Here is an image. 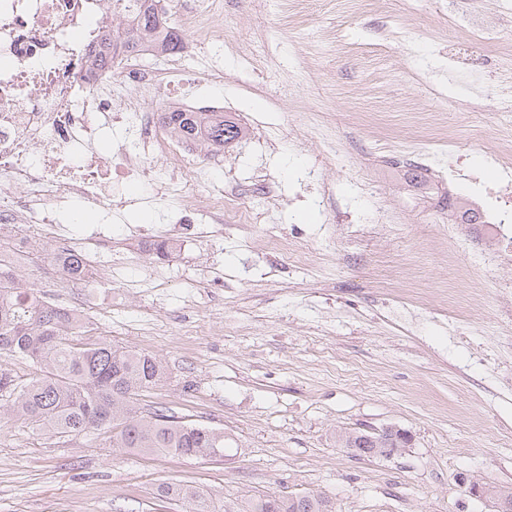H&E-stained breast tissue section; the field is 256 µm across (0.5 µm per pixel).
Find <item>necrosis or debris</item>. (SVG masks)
Instances as JSON below:
<instances>
[{"mask_svg": "<svg viewBox=\"0 0 512 512\" xmlns=\"http://www.w3.org/2000/svg\"><path fill=\"white\" fill-rule=\"evenodd\" d=\"M465 31L490 45L512 21V0L487 9L484 0H454ZM112 30L109 0H0V234L26 229L24 240L0 263L25 267L31 253L51 250L60 257L82 251L94 269L113 276L126 268L130 250L112 247V230L100 225L73 236L61 219L80 201L106 210H124L133 200L127 179L153 184L198 181L202 166L189 165L192 146L171 138L157 119L153 100L160 90L184 85L178 61L152 71L136 58L92 70L88 59ZM125 138L110 158L93 152L94 142L113 127ZM490 164L498 182L470 177V193L486 215L495 253L512 250V144L493 147ZM236 195L210 198L196 220L171 211L159 234L165 246L181 243L178 225L189 224L197 240H224V213L238 209Z\"/></svg>", "mask_w": 512, "mask_h": 512, "instance_id": "obj_1", "label": "necrosis or debris"}]
</instances>
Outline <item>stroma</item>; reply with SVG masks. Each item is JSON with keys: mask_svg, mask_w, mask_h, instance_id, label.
<instances>
[{"mask_svg": "<svg viewBox=\"0 0 512 512\" xmlns=\"http://www.w3.org/2000/svg\"><path fill=\"white\" fill-rule=\"evenodd\" d=\"M201 57L179 60L196 100L247 131L215 155L203 183L164 204L128 208L125 229L161 223L218 191H245L250 224L223 247L194 241L135 254L118 284L81 288L83 341L155 354L166 369L143 401L223 429V457L113 451L108 436L52 443L0 427V512H182L158 484L197 488L234 508L268 495L321 494L336 512H492L470 481L512 489V262L482 265L483 225L435 224L461 177L434 162L449 133L488 181L491 102L476 71L512 90L498 51L462 39L448 0L419 10L385 0H219ZM417 40L405 49L401 29ZM220 69V80L208 77ZM260 182L274 195L252 194ZM279 225L308 263L270 249ZM162 274L148 280L146 269ZM396 427L412 442L392 458L355 456L339 437Z\"/></svg>", "mask_w": 512, "mask_h": 512, "instance_id": "obj_1", "label": "stroma"}]
</instances>
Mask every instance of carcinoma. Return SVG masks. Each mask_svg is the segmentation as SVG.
I'll return each instance as SVG.
<instances>
[{
  "mask_svg": "<svg viewBox=\"0 0 512 512\" xmlns=\"http://www.w3.org/2000/svg\"><path fill=\"white\" fill-rule=\"evenodd\" d=\"M128 23L112 31L96 65L114 59L112 42L134 45L142 36L155 33L160 52L174 51L182 39L169 18L158 19L152 0H137L132 9L127 0ZM168 131L178 140L199 142L206 149H224L222 112L162 113ZM72 280H81L85 261L80 254L56 260ZM85 325L77 312L41 299L33 288H23L12 269L0 264V356L29 361L34 376L22 379L0 370V419L16 418L50 438L112 433V447L142 454L166 453L187 458H222L227 438L224 430L181 420L168 409L141 411L140 397L164 378L159 358L107 341L84 344L75 329ZM156 495L177 498L183 512H227L199 491L179 485L160 484ZM249 512H335L332 501L322 495L297 500L288 495L261 498L249 504Z\"/></svg>",
  "mask_w": 512,
  "mask_h": 512,
  "instance_id": "cac0c4a2",
  "label": "carcinoma"
}]
</instances>
